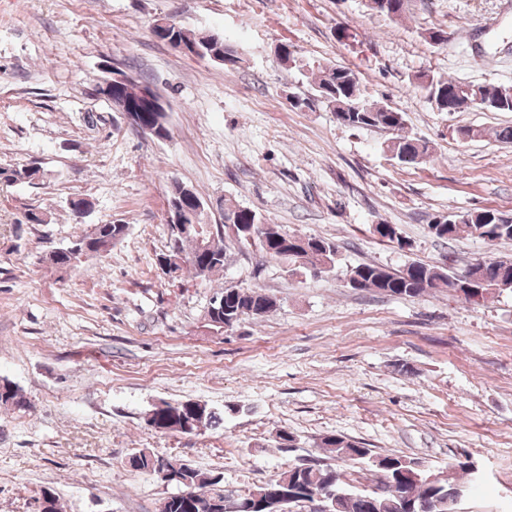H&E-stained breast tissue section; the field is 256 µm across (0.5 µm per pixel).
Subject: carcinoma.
I'll return each mask as SVG.
<instances>
[{
    "instance_id": "obj_1",
    "label": "carcinoma",
    "mask_w": 512,
    "mask_h": 512,
    "mask_svg": "<svg viewBox=\"0 0 512 512\" xmlns=\"http://www.w3.org/2000/svg\"><path fill=\"white\" fill-rule=\"evenodd\" d=\"M154 36L168 44H184L189 55L200 59H217L226 67L241 62L234 45L213 34H191L174 24ZM315 91L336 112V119L353 129H378L389 134L386 150L400 163L418 165L430 158L429 141L407 131L405 113L387 105L369 102L363 93L357 74L345 66H324L317 69ZM414 86L425 95L431 105L442 110L441 99L448 88H454L461 102H470L467 111L496 110L512 112V98L503 94L498 85L461 82L452 78L422 72L415 76ZM36 167L22 169L0 168V182L13 183L32 180ZM500 211L488 209L464 212L450 216L451 223L429 225L438 239L452 240L460 233L480 239L490 246L512 244V219L496 222ZM184 221L190 224L184 235L175 233L168 225L170 246L166 256L171 260V280L176 281L186 272L201 280H209L224 269V256L210 252L205 245L216 237L224 242V225L205 223L204 215H196L195 206L186 204ZM224 218L245 225L237 231L235 243L244 249L257 248L265 255L284 261L290 266L310 267L313 272L335 269L338 246L326 238L309 237L313 244L305 247L285 245L280 237V226L266 224L249 209L227 207ZM125 224H96L92 231L77 235L87 241L90 252L104 254L122 240ZM47 261L57 270H68L80 262V257L61 252L48 256ZM497 270L489 272L484 287L485 295L503 291L512 282V260L496 261ZM473 264L462 269L439 267L412 261L400 270L375 263H361L347 270L358 279V290H375L402 298H416L430 292H452L470 299L465 290L466 278L473 274ZM276 307V300L262 288L221 287L214 291L205 312L207 325L219 332L224 323L244 317L262 318ZM29 407L22 390L12 381L0 378V409L21 412ZM148 424L163 432L192 433L202 427L214 429L224 424V415L207 405L188 400L171 403L163 401L150 410ZM318 446L334 454L336 461H353L368 466L372 486L357 489L346 474L316 459L302 466L295 464L274 479L248 490L237 500H264L274 484L292 498L290 506L300 507L308 499L307 492L329 489L336 492L338 508L335 512H456L459 497L466 492L461 476L470 471V460H458L446 471H432L419 460L401 455H373L371 450L352 439L328 435L320 438ZM178 465L177 483L183 491L160 501L159 512H224L223 479L213 472L202 471L187 462L171 458Z\"/></svg>"
}]
</instances>
